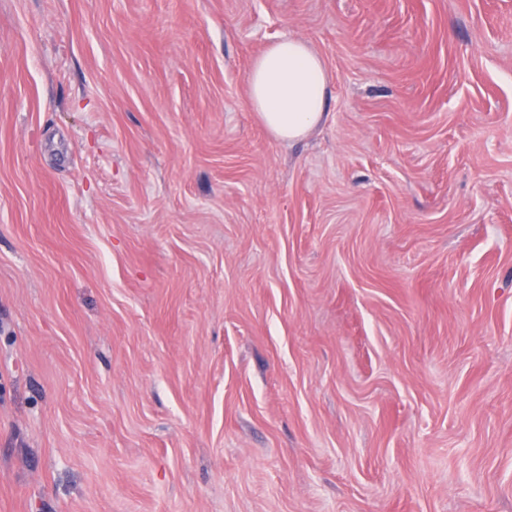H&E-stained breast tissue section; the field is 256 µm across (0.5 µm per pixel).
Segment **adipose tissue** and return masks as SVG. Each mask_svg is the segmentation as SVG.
<instances>
[{"label": "adipose tissue", "instance_id": "1", "mask_svg": "<svg viewBox=\"0 0 512 512\" xmlns=\"http://www.w3.org/2000/svg\"><path fill=\"white\" fill-rule=\"evenodd\" d=\"M247 87L253 112L275 139H302L328 117L323 61L301 39L271 43L252 64Z\"/></svg>", "mask_w": 512, "mask_h": 512}]
</instances>
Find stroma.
<instances>
[{
	"mask_svg": "<svg viewBox=\"0 0 512 512\" xmlns=\"http://www.w3.org/2000/svg\"><path fill=\"white\" fill-rule=\"evenodd\" d=\"M0 512H512V0H0ZM249 102L277 140H299L328 117V77L306 42L282 37L254 61L247 75Z\"/></svg>",
	"mask_w": 512,
	"mask_h": 512,
	"instance_id": "stroma-1",
	"label": "stroma"
}]
</instances>
